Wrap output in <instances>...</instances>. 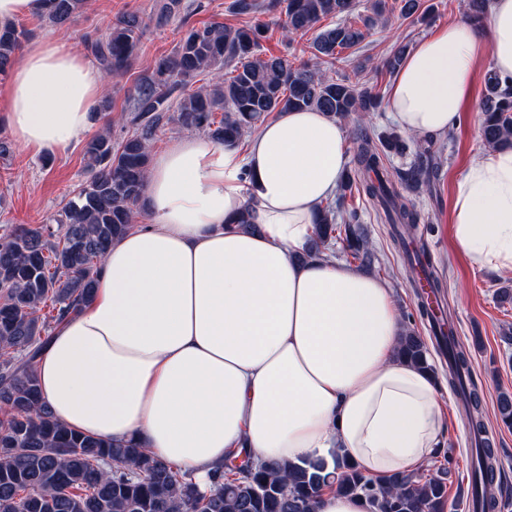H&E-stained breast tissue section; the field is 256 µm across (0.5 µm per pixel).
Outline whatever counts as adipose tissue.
Listing matches in <instances>:
<instances>
[{"instance_id":"1","label":"adipose tissue","mask_w":512,"mask_h":512,"mask_svg":"<svg viewBox=\"0 0 512 512\" xmlns=\"http://www.w3.org/2000/svg\"><path fill=\"white\" fill-rule=\"evenodd\" d=\"M486 55L512 77V0L419 41L389 112L410 134L448 132ZM102 85L76 51L31 42L0 101L10 135L36 152L66 149L87 131ZM346 149L339 120L293 110L268 120L245 153L191 137L158 154L145 222L113 243L91 301L36 363L57 418L135 442L203 487L246 455L274 466L338 453L374 480L433 456L439 386L399 356L388 284L325 254L301 258ZM246 209L251 231L234 223ZM451 228L473 265L512 271V148L483 152L459 175Z\"/></svg>"}]
</instances>
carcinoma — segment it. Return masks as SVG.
I'll list each match as a JSON object with an SVG mask.
<instances>
[{"mask_svg":"<svg viewBox=\"0 0 512 512\" xmlns=\"http://www.w3.org/2000/svg\"><path fill=\"white\" fill-rule=\"evenodd\" d=\"M85 0H45L42 17L53 25L69 22ZM399 16L424 21L426 0H396ZM353 0H232L238 15L280 11L288 34H306L326 18H341L322 28L312 40L314 55L331 64L355 50L366 32L384 17L386 0H374L362 24L347 20ZM262 24L228 28L207 24L187 29L171 55L159 57L149 75L135 86L130 122L133 131L119 144L109 133L85 147L90 178L69 200L56 220L44 225L15 226L0 234V512H314L321 487L336 481L338 490L366 502V512H445L448 471L438 475L393 474L380 484L353 465L323 460L257 466L247 460L225 464L212 484L202 488L193 475L135 444L114 443L65 428L41 399L35 363L53 331L66 315L87 304L101 261L112 243L134 223V207L142 197L150 166L149 145L170 122L202 130L216 144L238 143L245 132L261 125L271 113L318 110L343 118L372 112L376 98L347 79L334 80L303 63L263 57ZM14 22L0 23V78L7 76L26 37ZM142 21L121 15L106 31L85 41L107 80L126 73L137 57ZM214 71L212 84L192 88L195 79ZM482 136L493 148L512 146V78L487 80ZM409 150L400 134L385 137L379 151L365 135L357 149L356 179L346 175L343 191L357 185L393 225V241L406 246L398 225L419 221L402 190L427 174L428 148H417L418 161L388 176L385 152ZM340 211L321 209L309 255L332 239L369 266L374 261L367 235L356 217L338 223ZM400 355L422 368L433 369L425 341L404 332ZM469 369L464 352L448 343V386L460 393L470 424L484 427L478 393L463 383ZM497 410L512 428V396L502 393ZM475 474L487 487L498 466L495 453L483 448ZM482 512L500 507L497 497L474 488Z\"/></svg>","mask_w":512,"mask_h":512,"instance_id":"1","label":"carcinoma"}]
</instances>
